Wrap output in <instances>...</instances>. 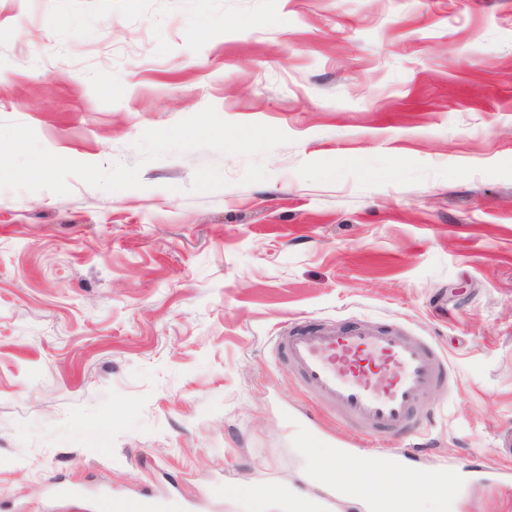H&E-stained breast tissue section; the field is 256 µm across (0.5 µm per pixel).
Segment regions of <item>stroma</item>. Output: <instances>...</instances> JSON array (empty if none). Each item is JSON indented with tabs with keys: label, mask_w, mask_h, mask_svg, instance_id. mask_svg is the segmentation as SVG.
Wrapping results in <instances>:
<instances>
[{
	"label": "stroma",
	"mask_w": 512,
	"mask_h": 512,
	"mask_svg": "<svg viewBox=\"0 0 512 512\" xmlns=\"http://www.w3.org/2000/svg\"><path fill=\"white\" fill-rule=\"evenodd\" d=\"M210 105L289 136L265 181L200 149L139 189L0 190V512H360L316 463L386 469L412 435L293 382L271 338L296 317L430 337L454 383L419 469L460 482L423 508L512 512V0H0V121L54 154L131 165ZM98 512H178L173 506H165L154 496L141 493L133 498L116 499L112 494L101 493L96 502Z\"/></svg>",
	"instance_id": "35a3bbf8"
}]
</instances>
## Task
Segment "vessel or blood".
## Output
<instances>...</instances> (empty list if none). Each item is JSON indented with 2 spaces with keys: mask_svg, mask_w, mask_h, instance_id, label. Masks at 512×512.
Masks as SVG:
<instances>
[{
  "mask_svg": "<svg viewBox=\"0 0 512 512\" xmlns=\"http://www.w3.org/2000/svg\"><path fill=\"white\" fill-rule=\"evenodd\" d=\"M273 349L301 389L326 404L338 422L363 434L407 429L423 434L430 416L425 398L453 380L444 355L398 324L324 320L309 327L293 320L274 337ZM96 509L176 512L147 493L116 499L104 492Z\"/></svg>",
  "mask_w": 512,
  "mask_h": 512,
  "instance_id": "b4317fda",
  "label": "vessel or blood"
}]
</instances>
